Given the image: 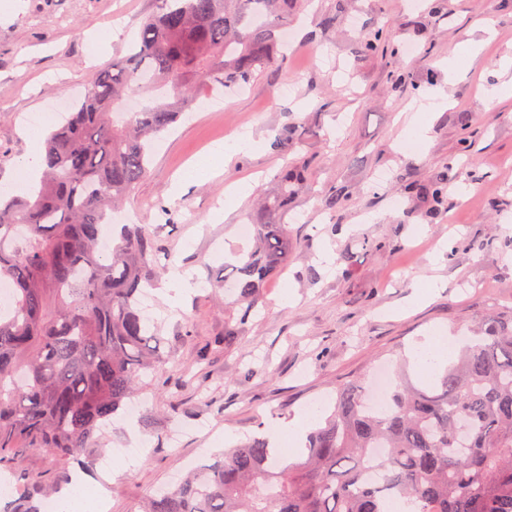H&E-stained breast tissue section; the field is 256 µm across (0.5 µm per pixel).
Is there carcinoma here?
Wrapping results in <instances>:
<instances>
[{
    "instance_id": "cac0c4a2",
    "label": "carcinoma",
    "mask_w": 512,
    "mask_h": 512,
    "mask_svg": "<svg viewBox=\"0 0 512 512\" xmlns=\"http://www.w3.org/2000/svg\"><path fill=\"white\" fill-rule=\"evenodd\" d=\"M298 0H162L129 52L99 71L84 99L44 145L39 188L0 196V280L13 288L0 312V471L17 481L0 512H40L72 483L68 469L49 484L18 471L26 450L44 448L64 464L92 467L102 427L126 415L145 380L170 361L159 326L140 310L144 289L169 265L140 224H123L100 252L102 224L146 176L155 140L196 99L195 77L243 89L277 55L275 32ZM390 48L376 29L362 51ZM138 96L144 106L118 122ZM305 163L282 171L274 211L306 178ZM457 178L453 162L419 188L437 213ZM255 248L232 265L224 348L256 312L268 278L296 244L285 224L253 225ZM440 384L394 387L383 411L357 385L336 388L304 448L277 458L264 431L195 467L176 487L149 496L141 512H512V311L483 320ZM382 481L366 485L368 468Z\"/></svg>"
}]
</instances>
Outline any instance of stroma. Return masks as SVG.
<instances>
[{"label":"stroma","instance_id":"obj_1","mask_svg":"<svg viewBox=\"0 0 512 512\" xmlns=\"http://www.w3.org/2000/svg\"><path fill=\"white\" fill-rule=\"evenodd\" d=\"M159 0H0V189L27 150L29 120L64 92L85 94L124 54L126 36ZM121 23L122 38L95 53L94 36ZM294 42L241 92L199 84L211 110L186 113L157 141L147 175L125 211L176 254L193 290L169 307V276L149 288L147 313L162 321L171 360L141 394L145 406L108 430L111 468L89 488L112 487V512H138L157 488L211 462L261 420L288 422L306 407L331 410L340 384L370 382L433 330L470 335L478 319L512 310V0H308L289 12ZM383 29L399 57L359 51L361 34ZM409 78L394 84L395 69ZM429 121L430 139L399 150V113ZM289 149L275 139L288 129ZM248 130L261 148L195 176L208 144ZM470 162L448 184L440 215L409 194L448 160ZM309 162L305 188L274 218L297 244L286 271L266 283L259 313L230 349L224 336V268L251 241L236 228L259 223L258 199L279 174ZM250 176L254 188L232 213L225 192ZM341 200L328 207L326 198ZM208 358H201L203 347ZM144 456L123 470L122 449Z\"/></svg>","mask_w":512,"mask_h":512}]
</instances>
